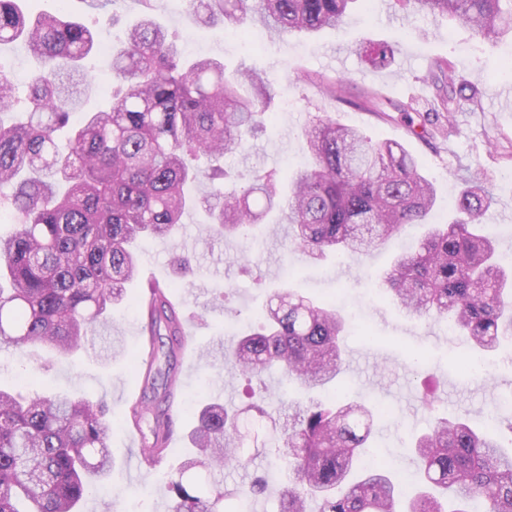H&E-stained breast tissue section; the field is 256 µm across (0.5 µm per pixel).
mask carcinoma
<instances>
[{
  "instance_id": "carcinoma-1",
  "label": "carcinoma",
  "mask_w": 512,
  "mask_h": 512,
  "mask_svg": "<svg viewBox=\"0 0 512 512\" xmlns=\"http://www.w3.org/2000/svg\"><path fill=\"white\" fill-rule=\"evenodd\" d=\"M128 25L112 52V104L71 122L94 51L95 28L42 12L25 14L0 0V44L24 43L40 59L23 96L0 66V111L26 114L0 123V206L12 231L0 234V346L22 354L49 348L71 358L86 349L97 325L128 302L145 307L150 344L160 326L185 339L168 293L185 284L153 281L131 297L141 240L171 238L191 207L207 214L216 237L245 241L270 213L291 229L288 245L311 258L364 253L412 224L427 229L411 250L396 253L382 284L409 316L443 318L474 352L512 341V263H504L481 219L491 200L468 185L455 219L430 223L433 183L397 141L373 140L324 112L304 128L310 163L286 176L256 171L241 190L217 184L199 198L190 187L225 177L224 158L244 150L270 122L273 89L254 68L228 71L215 58L186 60L153 13L152 0ZM204 24L228 31L259 25L270 36H311L338 30L356 0H185ZM415 12L445 16L494 45L512 38V0H399ZM432 78L440 110L452 114L467 96L455 65L437 60ZM412 134L429 136L430 113ZM346 317L276 289L258 326L224 353L242 374L277 372L309 397L288 403L283 426L245 427L241 413L209 402L188 433L194 452L166 483L170 512H224L230 493L206 475L245 469L275 449L285 465L281 512H512V454L487 432L457 416L436 413L435 389L420 395L432 428L411 442L414 491L404 495L389 470L362 459L376 409L312 393L344 368ZM152 417L151 452L163 454L173 435L168 411L143 402L129 408L133 427ZM112 416L100 401L58 397L21 386L0 388V512H79L88 485L112 479Z\"/></svg>"
}]
</instances>
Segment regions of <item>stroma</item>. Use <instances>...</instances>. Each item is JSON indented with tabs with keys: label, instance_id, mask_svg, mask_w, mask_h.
<instances>
[{
	"label": "stroma",
	"instance_id": "1",
	"mask_svg": "<svg viewBox=\"0 0 512 512\" xmlns=\"http://www.w3.org/2000/svg\"><path fill=\"white\" fill-rule=\"evenodd\" d=\"M159 21L175 33L185 55L218 57L227 69L246 65L260 70L276 87V118L266 131L246 146L243 154L225 159L228 167L247 181L252 170L291 169L306 163L308 154L301 132L320 112L335 114L346 125L376 140L402 143L433 181L434 213L447 220L452 201L465 188L467 178L478 179L492 198L485 216L499 250L512 255V161L501 158L500 146L512 144V108L499 106L503 90H512L507 75L512 65V41L490 45L466 27L446 18L404 10L396 0H370L355 7L340 30H325L313 37L271 39L264 29L252 28L255 49H242L223 23L203 25L185 6L159 0ZM108 12L119 25L98 32V47L89 59L94 79L83 97L84 110L106 107L104 93L111 82L112 53L108 46L143 10L140 0H115ZM391 46L394 55L386 67H373L364 57L367 48ZM446 59L457 66L460 80L473 86L477 98L457 112L448 132L432 140L409 134L398 121L352 107V99L378 90L395 101H409L422 112L437 106L428 69ZM342 81L345 101L322 97L317 78ZM422 226L405 230L399 241L367 254L336 261L286 254L287 226L270 232L258 228L259 239L250 244L238 239L212 237L200 211L186 214L175 242L145 241L139 277L132 285L141 293L148 280H175L174 254H188L194 263L191 287L175 293L188 343L172 362L179 381L174 433L165 461L148 466L141 437L127 430L122 420L128 404L144 396V379L136 371L144 353L147 325L137 306L114 311L111 331L93 333L87 356L70 359L44 349L21 357L0 350V384L21 382L30 391L48 385L61 395L83 393L104 399L112 413V480L98 487L82 503V512H102L105 501H115L118 512H168L170 502L162 484L172 461L185 453L184 437L194 423L193 409L217 399L227 408L246 410L250 404L238 371L224 360L230 340L249 331L266 297L283 285L306 295L327 299L345 295L353 316L345 335L346 370L340 392L381 409L373 448L367 456L386 463L395 473H410L411 436L425 431L428 414L418 400V386L432 377L442 413L464 414L482 429H494L493 417L501 396L512 393V345L482 353L491 377L462 371L456 356L469 347L437 318L407 317L377 294L375 283L389 266L398 245L422 234ZM120 337L124 349L113 353L111 339ZM266 474L268 490L256 496L248 512H278L277 491L282 475L270 459L260 457L246 469L216 473L225 488L248 484L254 471Z\"/></svg>",
	"mask_w": 512,
	"mask_h": 512
}]
</instances>
